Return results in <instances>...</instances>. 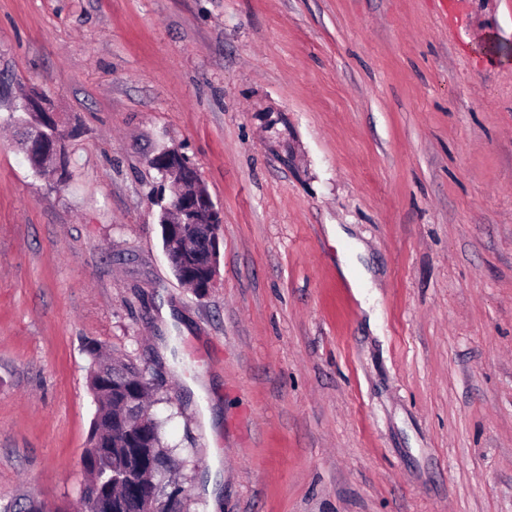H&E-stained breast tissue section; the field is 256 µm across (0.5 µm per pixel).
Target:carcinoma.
Wrapping results in <instances>:
<instances>
[{"label":"carcinoma","instance_id":"obj_1","mask_svg":"<svg viewBox=\"0 0 512 512\" xmlns=\"http://www.w3.org/2000/svg\"><path fill=\"white\" fill-rule=\"evenodd\" d=\"M162 244L174 275L183 280L185 267L176 257L177 241L164 236ZM86 351L91 358L89 387L96 406L89 442L96 452L86 463L94 480L84 488L76 512H114L113 505L122 503L125 507L120 512H135L136 504L126 499L121 486L112 483V476L140 481L141 494L151 497L170 464L160 424L155 421L144 431L134 428L135 416L146 411L153 385L147 370L131 362H101L98 344H88Z\"/></svg>","mask_w":512,"mask_h":512}]
</instances>
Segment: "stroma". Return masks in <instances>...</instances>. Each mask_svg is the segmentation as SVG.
Listing matches in <instances>:
<instances>
[{
    "mask_svg": "<svg viewBox=\"0 0 512 512\" xmlns=\"http://www.w3.org/2000/svg\"><path fill=\"white\" fill-rule=\"evenodd\" d=\"M454 2L0 0V503L74 512L93 341L148 370L182 512H512V0ZM167 148L222 217L202 297ZM45 101H46V99L43 96L39 95V93L37 94V93L33 92V93L29 94L27 96V99L25 100V106L28 109V111H30V112H28L26 108L24 110L23 105L20 106L22 108V110L24 112H26V115L28 116V118L22 119V121L25 123L26 126L29 125V127H27V131L25 133L32 131V125H39L35 116L31 112H40L39 115H41L42 121H43L39 125L41 133L46 134L52 128H57V125L55 124L53 117L48 113L49 111L45 106L46 105ZM25 155L38 164H54L55 173L62 174L65 166L63 138L41 135L35 132L27 134L23 140ZM149 164L159 173V175L166 178V180L177 179L178 182L184 186V182L181 180V177L186 168L183 165V159L178 152L175 154L170 153L163 158H157V156L153 157L149 161Z\"/></svg>",
    "mask_w": 512,
    "mask_h": 512,
    "instance_id": "stroma-1",
    "label": "stroma"
}]
</instances>
